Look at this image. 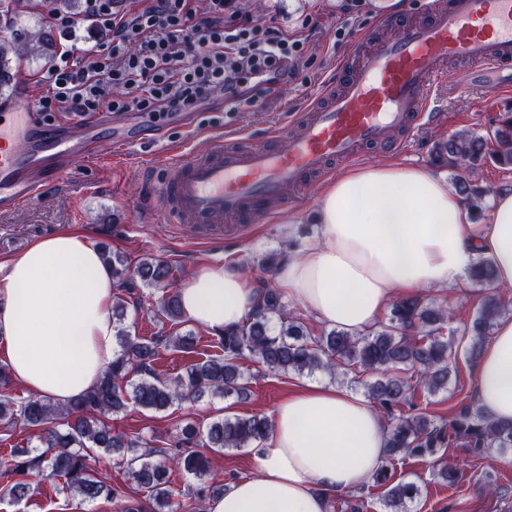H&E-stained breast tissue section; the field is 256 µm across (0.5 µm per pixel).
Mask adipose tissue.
Returning a JSON list of instances; mask_svg holds the SVG:
<instances>
[{
  "instance_id": "ef3b65f1",
  "label": "adipose tissue",
  "mask_w": 512,
  "mask_h": 512,
  "mask_svg": "<svg viewBox=\"0 0 512 512\" xmlns=\"http://www.w3.org/2000/svg\"><path fill=\"white\" fill-rule=\"evenodd\" d=\"M317 243L282 262L276 281L327 327L359 333L395 295L462 284L488 260L496 288H512V192L491 200L486 223L429 170L392 162L338 176L322 192ZM178 294L185 316L208 330L236 328L259 290L215 265ZM112 270L81 233L39 240L0 264V362L35 396L65 402L90 390L116 354ZM475 397L512 422V318L499 320L475 369ZM386 429L354 391L302 383L282 400L254 476L232 481L207 512H328L329 497L372 482Z\"/></svg>"
}]
</instances>
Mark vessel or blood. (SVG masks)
<instances>
[{
    "mask_svg": "<svg viewBox=\"0 0 512 512\" xmlns=\"http://www.w3.org/2000/svg\"><path fill=\"white\" fill-rule=\"evenodd\" d=\"M416 21L397 11L357 36L318 102L263 138H213L203 157L170 147L167 174L154 185L176 224L209 227L223 237L234 224L272 204L294 203L311 176L331 161L350 162L371 147L403 150L410 134L434 119L431 93L448 64L466 63L470 83L499 75L512 90V0H427ZM30 90L6 99L0 113V214L26 207L79 164L100 165L118 147L139 141L128 112L77 117L60 127L36 114Z\"/></svg>",
    "mask_w": 512,
    "mask_h": 512,
    "instance_id": "obj_1",
    "label": "vessel or blood"
}]
</instances>
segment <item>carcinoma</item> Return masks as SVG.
Masks as SVG:
<instances>
[{"mask_svg":"<svg viewBox=\"0 0 512 512\" xmlns=\"http://www.w3.org/2000/svg\"><path fill=\"white\" fill-rule=\"evenodd\" d=\"M54 48V35L45 30L35 40L20 29L13 40L0 42V90L14 79L11 55L34 51L47 55ZM433 159L452 169L469 168L486 160L512 167V117L486 137L462 131L437 142ZM459 187L469 202L470 218L483 215L489 191L471 189L464 181ZM100 248L112 269L116 290L113 316L117 320L124 315L123 294H132V276L148 286L168 285L173 279V269L165 263L145 260L132 273L123 257L111 254L103 244ZM494 279L491 264L478 258L470 271L472 284L483 292ZM134 300L141 307L147 306L158 322L182 323L183 310L175 292L156 302L142 295ZM505 310L495 294L485 295L472 322V336L463 348L445 337L451 320L447 307L434 300L425 302L419 296L397 297L389 307L387 322L361 333L334 329L316 335L301 316L287 308L279 289L269 281L261 285L256 306L240 325L213 334L220 353L195 360L185 373L173 378L160 377L154 365L163 349L196 353L197 340L191 333L133 338L117 330L118 350L112 364L92 390L67 403L41 397L15 403L9 394L10 370L0 364V425L10 432L19 425L31 429L38 439L35 447L10 449L5 475L18 481L7 489L8 495L19 502L33 490L29 479L51 478L64 481L84 502L101 498L116 501L120 512H179L182 505L173 503L174 471L200 481L194 492L199 502L224 492L222 485L206 484L209 454L267 440L271 425L266 418L226 415L204 428L188 422L172 441V452L160 459L139 437L112 432L106 418L122 411L129 399L144 410L159 413L177 402L195 403L209 396L242 397L249 390L250 377L241 370L240 361L250 358L276 375L324 371L334 380L349 377L363 384L369 399L383 410L387 429L386 460L373 486L383 489L384 512H412L418 488L395 478L393 461L435 458L452 444L479 458L493 450L501 455L512 451V426L494 423L477 404L460 406L444 421L428 415L416 402L421 390L434 394L447 389L460 353L478 362L497 318ZM99 452L121 456L128 479L148 493L153 506L128 497L108 477L92 471L89 461Z\"/></svg>","mask_w":512,"mask_h":512,"instance_id":"carcinoma-1","label":"carcinoma"}]
</instances>
